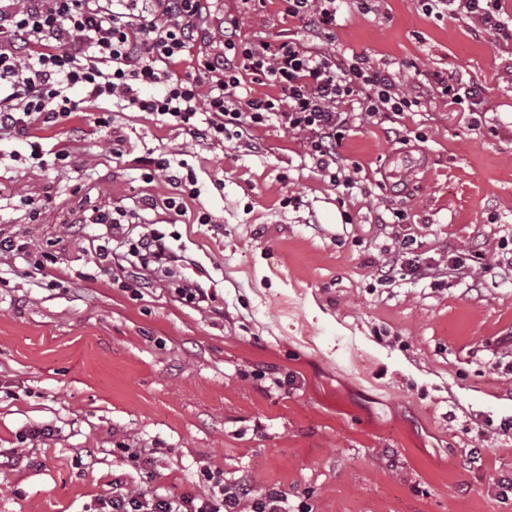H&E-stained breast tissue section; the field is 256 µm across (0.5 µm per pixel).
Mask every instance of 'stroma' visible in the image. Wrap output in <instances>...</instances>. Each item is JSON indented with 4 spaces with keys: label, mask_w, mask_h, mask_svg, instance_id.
<instances>
[{
    "label": "stroma",
    "mask_w": 512,
    "mask_h": 512,
    "mask_svg": "<svg viewBox=\"0 0 512 512\" xmlns=\"http://www.w3.org/2000/svg\"><path fill=\"white\" fill-rule=\"evenodd\" d=\"M278 9L242 17V35L298 31ZM235 10L213 0L177 74ZM334 37L337 53L399 69L401 90L427 88L416 111L379 123L352 109L345 193L285 128L219 146L104 99L0 141L18 153L0 163L13 204L0 239L57 258L44 277L0 257V512H99L113 483L137 492L127 444L152 449L155 484L178 494L207 490L208 469L285 491L298 512H512L492 489L512 480L499 429L512 417V278L485 271L512 250V42L419 0L368 13L341 0ZM438 74L484 93L449 103ZM103 112L125 135L121 155ZM32 140L71 145L68 170L34 164ZM153 153L197 177L179 223L148 217L214 293L209 308L175 282L135 290L130 270L96 264L92 209L173 195L165 177L142 179ZM199 211L212 223H195ZM405 237L424 266L380 280ZM34 426L52 437L23 439Z\"/></svg>",
    "instance_id": "35a3bbf8"
}]
</instances>
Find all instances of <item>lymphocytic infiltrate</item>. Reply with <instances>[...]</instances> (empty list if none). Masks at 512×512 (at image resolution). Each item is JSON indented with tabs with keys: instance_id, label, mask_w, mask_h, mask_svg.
Returning <instances> with one entry per match:
<instances>
[{
	"instance_id": "1",
	"label": "lymphocytic infiltrate",
	"mask_w": 512,
	"mask_h": 512,
	"mask_svg": "<svg viewBox=\"0 0 512 512\" xmlns=\"http://www.w3.org/2000/svg\"><path fill=\"white\" fill-rule=\"evenodd\" d=\"M237 2V14L224 20L223 41L198 59L194 73L181 77L173 67L187 44L202 37L209 0H0V137L71 119L81 103L71 91L79 88L86 101L105 98L188 134L205 123L219 145L278 123L304 135L307 156L330 185L350 189L353 181L344 177L337 151L348 107L387 119L420 106L421 88L401 91L396 70L327 50L338 0H281L284 15L300 21V32L261 39L240 32V17L254 11L256 0ZM421 6L426 14L475 19L512 38L501 0H421ZM249 75L267 82L271 93L249 94ZM147 164L145 181L164 173L178 191L149 202V209L184 215L187 200L200 195L193 173H174L166 157ZM86 221L105 230L99 261L123 248L130 268L154 281L171 275L180 261L140 213L96 209ZM207 480L210 489L202 495L174 496L160 486L133 494L117 487L101 506L105 512H288L282 491L259 492L245 480L229 484L219 472L208 473Z\"/></svg>"
}]
</instances>
